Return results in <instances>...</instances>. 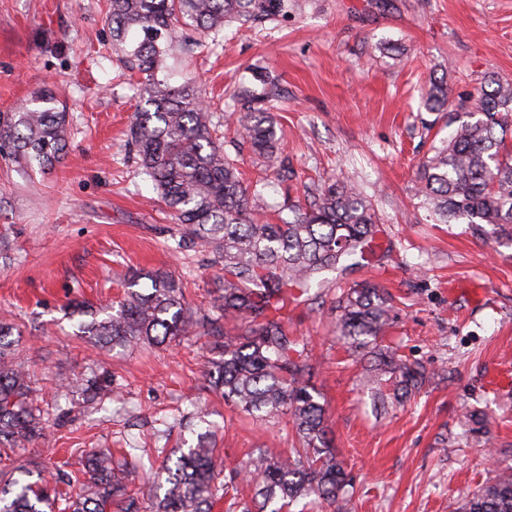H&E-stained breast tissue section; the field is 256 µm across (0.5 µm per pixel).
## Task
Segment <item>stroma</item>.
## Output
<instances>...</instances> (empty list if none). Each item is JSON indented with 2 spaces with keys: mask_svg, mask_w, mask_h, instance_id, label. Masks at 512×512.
<instances>
[{
  "mask_svg": "<svg viewBox=\"0 0 512 512\" xmlns=\"http://www.w3.org/2000/svg\"><path fill=\"white\" fill-rule=\"evenodd\" d=\"M295 2L286 16L226 26L218 46L186 27L167 64L195 79L270 223L334 182L369 200L389 255L375 268L324 272L322 289L290 309L288 334L311 351V382L355 481L349 512H456L512 466V241L475 237L462 219H429L416 170L449 129L420 93L447 80V112H456L488 77L512 82V0ZM106 13V0H0V112L47 92L68 113L67 148L51 171L23 176L0 158V316L19 330L15 354L49 420L45 437L0 456V471L34 458L74 494L85 454L108 448L150 512L164 452L195 442L201 421L228 470L255 448L284 454L292 433L208 390L213 337L112 352L74 334L68 305L119 301L131 267L171 271L198 312L217 294L210 251L177 249L176 225L139 165L128 135L138 100ZM260 73L276 82L269 107L288 165L273 183L237 134L230 100L238 86L259 88ZM366 278L393 297L387 341L430 375L382 412L336 332L337 296ZM87 378L107 395L88 402L59 387ZM469 411L487 413L486 433L470 430Z\"/></svg>",
  "mask_w": 512,
  "mask_h": 512,
  "instance_id": "stroma-1",
  "label": "stroma"
}]
</instances>
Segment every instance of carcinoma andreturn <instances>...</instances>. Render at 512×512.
<instances>
[{
  "instance_id": "cac0c4a2",
  "label": "carcinoma",
  "mask_w": 512,
  "mask_h": 512,
  "mask_svg": "<svg viewBox=\"0 0 512 512\" xmlns=\"http://www.w3.org/2000/svg\"><path fill=\"white\" fill-rule=\"evenodd\" d=\"M288 11V0H109L108 21L114 46L126 58L140 98L130 129L142 172L178 221L177 246L210 249L220 266L218 314L194 313L182 282L163 269L132 271L118 309L72 306L76 335L102 349L163 346L181 336H218L215 356L206 360L210 388L224 402L273 424L285 417L299 447L273 457L252 451L244 467L218 482L222 464L207 433L174 451L175 461L157 475L153 512H211L213 504L241 480L282 512L315 497L336 505L352 497L353 484L329 437L331 422L321 396L310 382L308 348L288 336V307L310 300L326 270L370 264L382 249L381 229L363 193L353 184L323 189L279 224L258 218L261 206L212 134L200 108L195 83L174 85L166 61L185 26H197L218 38L230 23L263 21ZM243 113L242 139L267 159L277 173V139L272 117L257 106L252 92L237 93ZM430 112L448 108V84L434 81L424 94ZM476 111L468 119L448 120L455 129L435 154L417 169L421 192L443 223L467 220L476 234L512 230V82L489 78L477 91ZM67 113L46 93L16 112L0 113V156L19 171L45 170L60 162ZM385 289L357 284L336 307V331L352 353L374 359L375 396L381 404H399L428 380L424 366L381 344L391 321ZM241 321L245 333L224 331ZM13 324L0 318V449L13 450L43 437L48 419L35 405L31 381L13 357ZM0 481V512H139L134 498L114 477L112 454L88 453L84 493L71 499L51 487L39 463L14 469ZM461 512H512V467L495 471L468 496Z\"/></svg>"
}]
</instances>
